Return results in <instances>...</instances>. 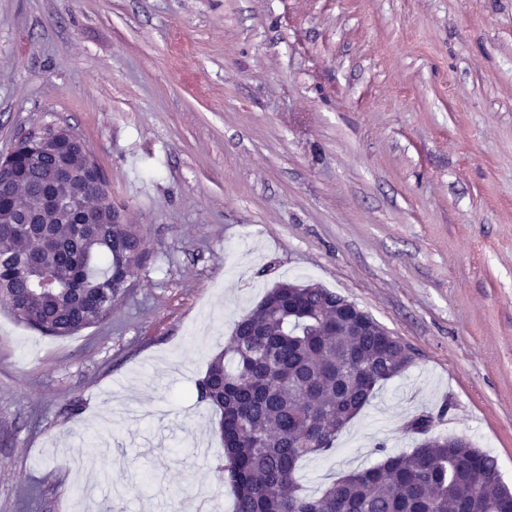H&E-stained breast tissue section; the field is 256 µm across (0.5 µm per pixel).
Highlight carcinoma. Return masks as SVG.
I'll return each instance as SVG.
<instances>
[{"mask_svg":"<svg viewBox=\"0 0 512 512\" xmlns=\"http://www.w3.org/2000/svg\"><path fill=\"white\" fill-rule=\"evenodd\" d=\"M59 165L80 172L81 148L42 155L32 166L16 163L14 192L0 210V296L18 322L65 337L112 311L141 240L133 225L112 223L113 207L79 176L55 192L78 199L91 223L51 216L30 230L10 223L34 208L38 185ZM44 276L55 279L50 293L37 290ZM336 297L314 284L276 285L234 324L197 383L198 398L224 424L220 472L234 492V512H512L496 458L448 437L385 453L316 495L305 492L300 461L331 450L377 388L411 364L386 328L360 332Z\"/></svg>","mask_w":512,"mask_h":512,"instance_id":"carcinoma-1","label":"carcinoma"}]
</instances>
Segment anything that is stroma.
Instances as JSON below:
<instances>
[{"label":"stroma","mask_w":512,"mask_h":512,"mask_svg":"<svg viewBox=\"0 0 512 512\" xmlns=\"http://www.w3.org/2000/svg\"><path fill=\"white\" fill-rule=\"evenodd\" d=\"M43 124L142 249L75 335L0 303V512H232L196 384L288 281L414 352L308 493L414 448L420 415L512 488V0H0V154Z\"/></svg>","instance_id":"1"}]
</instances>
